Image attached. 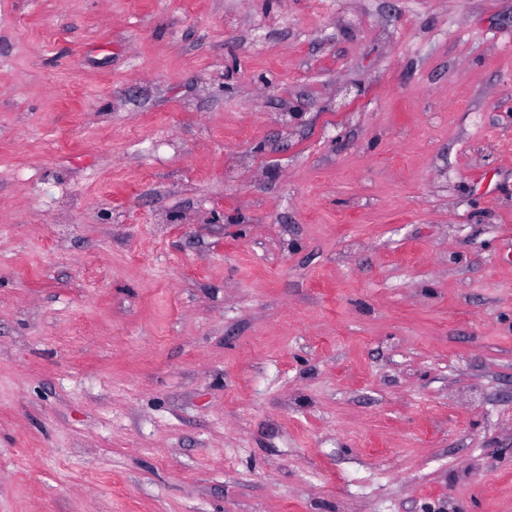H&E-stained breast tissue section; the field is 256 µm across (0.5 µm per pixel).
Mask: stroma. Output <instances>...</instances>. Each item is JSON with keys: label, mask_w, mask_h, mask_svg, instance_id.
<instances>
[{"label": "stroma", "mask_w": 512, "mask_h": 512, "mask_svg": "<svg viewBox=\"0 0 512 512\" xmlns=\"http://www.w3.org/2000/svg\"><path fill=\"white\" fill-rule=\"evenodd\" d=\"M0 512H512V0H0Z\"/></svg>", "instance_id": "obj_1"}]
</instances>
